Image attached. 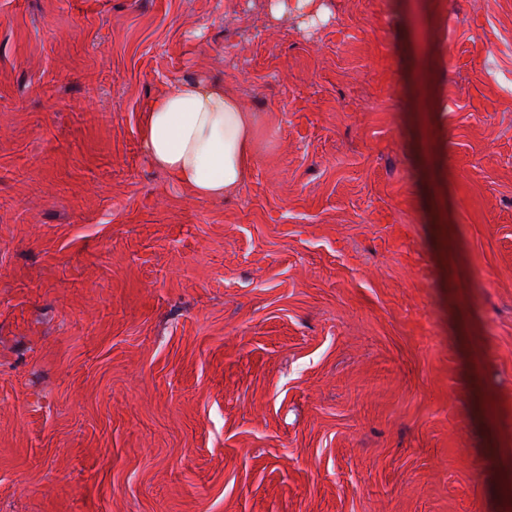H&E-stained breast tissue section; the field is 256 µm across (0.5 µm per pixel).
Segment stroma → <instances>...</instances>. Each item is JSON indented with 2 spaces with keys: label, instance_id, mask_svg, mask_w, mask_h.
Wrapping results in <instances>:
<instances>
[{
  "label": "stroma",
  "instance_id": "35a3bbf8",
  "mask_svg": "<svg viewBox=\"0 0 512 512\" xmlns=\"http://www.w3.org/2000/svg\"><path fill=\"white\" fill-rule=\"evenodd\" d=\"M320 3L0 0V512H506L512 0ZM191 77L218 201L140 145ZM256 119L218 82L186 79L142 113L140 142L151 166L199 200H220L246 180Z\"/></svg>",
  "mask_w": 512,
  "mask_h": 512
}]
</instances>
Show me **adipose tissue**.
Returning <instances> with one entry per match:
<instances>
[{
	"mask_svg": "<svg viewBox=\"0 0 512 512\" xmlns=\"http://www.w3.org/2000/svg\"><path fill=\"white\" fill-rule=\"evenodd\" d=\"M256 119L220 83L186 79L143 112L140 142L151 166L201 200H220L246 180Z\"/></svg>",
	"mask_w": 512,
	"mask_h": 512,
	"instance_id": "1",
	"label": "adipose tissue"
}]
</instances>
